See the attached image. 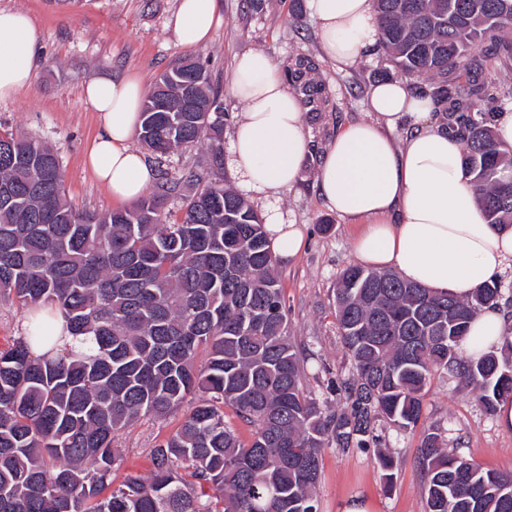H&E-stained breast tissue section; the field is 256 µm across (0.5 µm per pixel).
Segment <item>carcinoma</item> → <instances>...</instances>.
Segmentation results:
<instances>
[{
    "label": "carcinoma",
    "instance_id": "obj_1",
    "mask_svg": "<svg viewBox=\"0 0 512 512\" xmlns=\"http://www.w3.org/2000/svg\"><path fill=\"white\" fill-rule=\"evenodd\" d=\"M379 47L401 72L428 76L440 108L466 100L465 176L487 223L512 225V148L492 128L495 97L483 83L453 86L470 51L488 41L512 61V0H373ZM192 64L173 67L167 112L142 109L140 140L157 158L208 141L223 166L224 120L197 128L220 99L210 74L186 96ZM199 185L182 212L164 211L176 181L131 208H75L53 149L0 130V295L47 310L80 346L36 355L49 323L0 349V512H318L320 452L366 448L377 422L417 427L431 376L474 390L493 414L512 397V336L501 351L465 361L472 321L498 304L490 281L458 299L399 274L346 268L334 292L340 336L356 374L338 378L337 411L306 391L305 357L288 334L265 224L221 181ZM207 352L203 368L196 364ZM193 395L180 426L150 450L146 476L112 487L115 434L144 416L164 417ZM229 407L253 427L244 444ZM418 465L425 512H512V472L486 470L423 432Z\"/></svg>",
    "mask_w": 512,
    "mask_h": 512
}]
</instances>
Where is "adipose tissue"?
Wrapping results in <instances>:
<instances>
[{"label": "adipose tissue", "mask_w": 512, "mask_h": 512, "mask_svg": "<svg viewBox=\"0 0 512 512\" xmlns=\"http://www.w3.org/2000/svg\"><path fill=\"white\" fill-rule=\"evenodd\" d=\"M324 48L348 65L370 53L379 38L372 0H311ZM217 0H179L168 24L178 42L197 47L218 24ZM40 35L23 12L0 10V99L31 84ZM228 94L243 111L231 137L229 165L237 183L256 193L292 187L311 153L304 131L302 97L260 51L237 58ZM146 87L135 75L116 81L105 74L83 87L100 128L85 161L99 183L122 202L138 200L153 178L132 141L140 128ZM366 120L348 124L322 153L316 180L327 208L364 221L357 257L375 269L463 298L512 266V227L487 223L477 192L461 167V133L448 126L430 98L415 95L407 81L387 80L368 93ZM404 129L402 140L392 131ZM277 261L297 256L301 229L281 213L266 224ZM504 319L485 309L460 345L465 360L503 344Z\"/></svg>", "instance_id": "1"}]
</instances>
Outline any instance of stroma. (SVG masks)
<instances>
[{
  "label": "stroma",
  "instance_id": "stroma-1",
  "mask_svg": "<svg viewBox=\"0 0 512 512\" xmlns=\"http://www.w3.org/2000/svg\"><path fill=\"white\" fill-rule=\"evenodd\" d=\"M178 0H0V9L26 13L40 33V53L33 82L15 96L0 100V126L16 134L48 143L58 154L68 199L81 210L105 214L118 202L85 167L83 155L99 129L97 116L87 108L82 91L99 72L119 78L127 73L154 86L158 76L180 61L207 62L215 80L227 82L236 57L260 51L291 70L294 63L309 62L313 81L322 85L325 99L307 112L305 133L314 147H323L344 126L368 119L367 94L375 83L398 79L399 73L382 53L350 66L336 64L325 52L311 8L299 20L291 18V0H261L259 8L247 0H219L220 23L212 39L187 48L167 28ZM456 85L488 81L512 87V66H503L492 55H481L479 67L454 73ZM210 150L201 144L173 151L156 159L146 154L151 169L168 171L179 184L169 194L167 208L180 212L194 185L181 182L193 169L206 178H223L236 186L231 168L213 170ZM316 162H309L302 178L291 189L273 197L249 195L260 216L278 210L298 224L305 246L293 261L277 266L288 308V332L307 361L305 387L327 399L333 409L341 403L328 388L330 379L348 377L352 364L343 348L334 312V289L344 269L357 265L353 221L341 218L324 204L315 181ZM177 410L165 418H141L120 431L114 446L122 463L114 471L115 482L127 474H147L148 453L174 432L184 418ZM440 429L449 447L474 459L484 468L512 471V431L502 429L497 416L487 414L475 393L443 374L432 376L417 429L401 431L386 421L378 422L380 447L344 453L335 448L321 451V474L316 488L319 512H350L364 503L368 512H424L415 456L424 429ZM389 448L398 457L393 484L382 477L377 454Z\"/></svg>",
  "mask_w": 512,
  "mask_h": 512
}]
</instances>
